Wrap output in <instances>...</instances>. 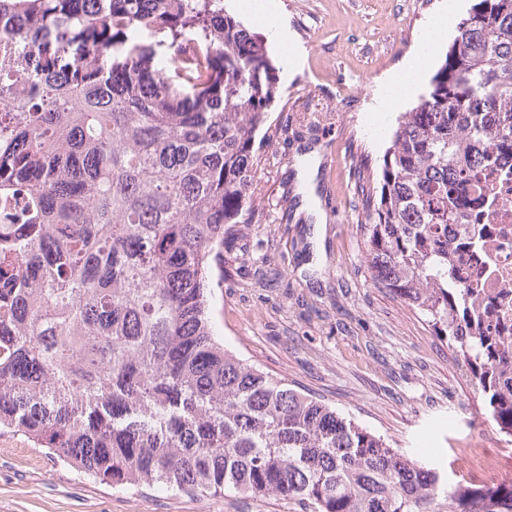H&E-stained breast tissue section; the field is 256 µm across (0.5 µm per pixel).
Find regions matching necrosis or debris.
I'll list each match as a JSON object with an SVG mask.
<instances>
[{
	"label": "necrosis or debris",
	"instance_id": "4bbe7bcc",
	"mask_svg": "<svg viewBox=\"0 0 512 512\" xmlns=\"http://www.w3.org/2000/svg\"><path fill=\"white\" fill-rule=\"evenodd\" d=\"M486 201L470 214L482 236L480 248L465 247L457 227L448 229V249L461 285L479 283L475 302L483 324L512 334V157L504 156L485 178Z\"/></svg>",
	"mask_w": 512,
	"mask_h": 512
}]
</instances>
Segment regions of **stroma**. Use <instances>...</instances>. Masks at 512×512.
<instances>
[{
    "mask_svg": "<svg viewBox=\"0 0 512 512\" xmlns=\"http://www.w3.org/2000/svg\"><path fill=\"white\" fill-rule=\"evenodd\" d=\"M287 45L269 41L278 96L268 123L280 133L257 172L256 202L272 223L240 241L216 287L226 347L330 403L394 447L428 441L434 458L477 485L512 480V438L486 416L447 341L373 287L353 222L352 152L379 159L396 119L429 81L391 111L377 109L387 79L403 75L445 0H277ZM335 126L334 136L322 124ZM318 156L315 200L297 178ZM297 199V220L283 216ZM0 512H305L275 497L119 491L62 465L23 436L0 434Z\"/></svg>",
    "mask_w": 512,
    "mask_h": 512,
    "instance_id": "1",
    "label": "stroma"
}]
</instances>
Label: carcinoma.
<instances>
[{"label": "carcinoma", "instance_id": "1", "mask_svg": "<svg viewBox=\"0 0 512 512\" xmlns=\"http://www.w3.org/2000/svg\"><path fill=\"white\" fill-rule=\"evenodd\" d=\"M0 50V433L120 490L512 512V481L452 480L224 347L214 287L269 221L256 136L276 99L224 0H0ZM509 150L512 0H475L380 164L351 166L373 286L448 340L512 437V336L472 329L480 288L448 251L450 224L480 243L456 185Z\"/></svg>", "mask_w": 512, "mask_h": 512}]
</instances>
